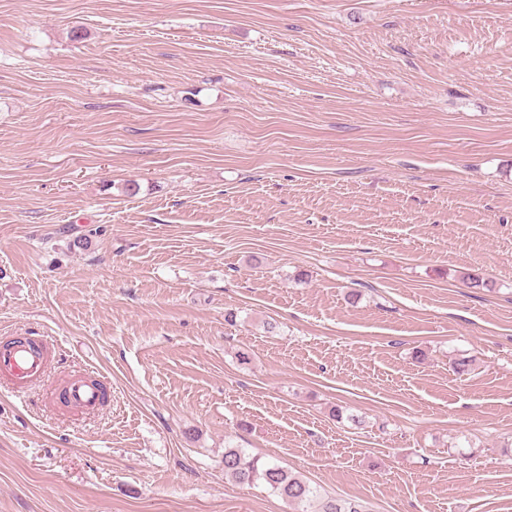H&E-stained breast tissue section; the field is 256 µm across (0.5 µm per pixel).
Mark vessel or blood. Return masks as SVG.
Returning a JSON list of instances; mask_svg holds the SVG:
<instances>
[{"mask_svg": "<svg viewBox=\"0 0 512 512\" xmlns=\"http://www.w3.org/2000/svg\"><path fill=\"white\" fill-rule=\"evenodd\" d=\"M50 352L49 344L39 336H22L0 345V380L7 381L16 396L26 395L31 385L45 374ZM50 397L80 413L97 411L103 406L101 387L85 377L68 380L64 386L53 389Z\"/></svg>", "mask_w": 512, "mask_h": 512, "instance_id": "b4317fda", "label": "vessel or blood"}]
</instances>
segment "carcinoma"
Masks as SVG:
<instances>
[{
	"label": "carcinoma",
	"instance_id": "1",
	"mask_svg": "<svg viewBox=\"0 0 512 512\" xmlns=\"http://www.w3.org/2000/svg\"><path fill=\"white\" fill-rule=\"evenodd\" d=\"M224 475L240 484H260L294 506V512H367L356 501L330 497L273 460L253 457L244 449L224 446Z\"/></svg>",
	"mask_w": 512,
	"mask_h": 512
}]
</instances>
